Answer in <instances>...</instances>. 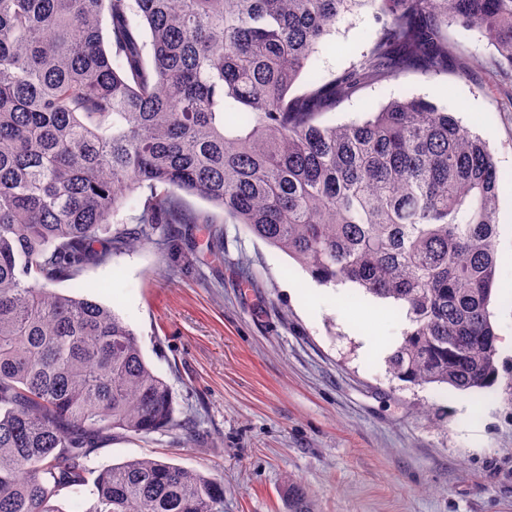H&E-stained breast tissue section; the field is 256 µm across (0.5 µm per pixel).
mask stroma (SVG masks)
Segmentation results:
<instances>
[{
    "label": "stroma",
    "mask_w": 512,
    "mask_h": 512,
    "mask_svg": "<svg viewBox=\"0 0 512 512\" xmlns=\"http://www.w3.org/2000/svg\"><path fill=\"white\" fill-rule=\"evenodd\" d=\"M378 28L371 6L346 13L313 69L339 74ZM412 96L485 138L503 178L493 385L464 393L394 378L400 323L363 318L368 294L317 283L243 225H225L218 255L206 225L181 224L171 248L142 246L56 286L113 308L174 397L173 426L104 435L91 471L144 457L178 464L223 482L221 512H286L292 481L317 512H512V112L480 75L412 70L357 90L322 120H361ZM364 334L380 341L378 356L364 352Z\"/></svg>",
    "instance_id": "1"
}]
</instances>
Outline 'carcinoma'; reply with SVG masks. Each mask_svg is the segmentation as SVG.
Returning <instances> with one entry per match:
<instances>
[{"label": "carcinoma", "instance_id": "cac0c4a2", "mask_svg": "<svg viewBox=\"0 0 512 512\" xmlns=\"http://www.w3.org/2000/svg\"><path fill=\"white\" fill-rule=\"evenodd\" d=\"M362 0H0V512H62L111 431L174 421L168 384L109 307L55 292L165 245L173 224H242L322 284L406 313L388 358L415 386L498 377L494 152L444 107L393 98L322 115L418 66L445 73L476 31L512 84V0H368L382 27L324 82L312 55ZM305 89L295 92L303 74ZM238 124H225V114ZM137 199L135 225L116 221ZM222 216H203L189 198ZM85 512H219L224 486L179 465L101 470ZM288 512H315L288 482Z\"/></svg>", "mask_w": 512, "mask_h": 512}]
</instances>
